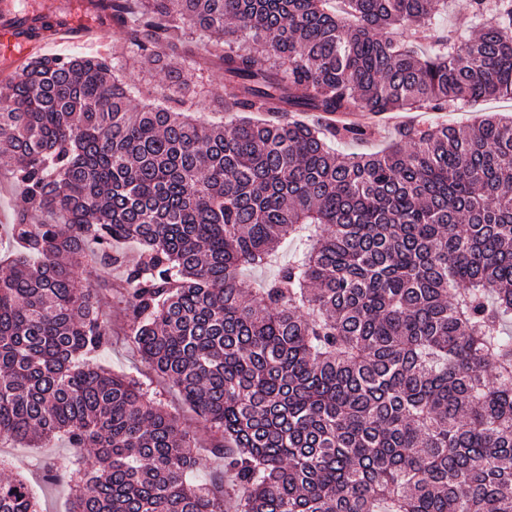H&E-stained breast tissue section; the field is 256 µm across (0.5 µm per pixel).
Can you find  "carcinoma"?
I'll use <instances>...</instances> for the list:
<instances>
[{
    "instance_id": "obj_1",
    "label": "carcinoma",
    "mask_w": 512,
    "mask_h": 512,
    "mask_svg": "<svg viewBox=\"0 0 512 512\" xmlns=\"http://www.w3.org/2000/svg\"><path fill=\"white\" fill-rule=\"evenodd\" d=\"M329 2L66 0L24 20L109 19L169 77L133 109L107 60L30 55L0 98L26 202L0 271V447L94 449L66 466L69 512H224L176 418L88 363L112 342L69 263L90 243L126 267L129 338L210 424L237 512H512V117L419 121L512 100V0L448 28V0ZM197 30L232 88L206 124L174 66ZM356 112L417 121L341 154L375 128L326 119ZM0 512L42 510L15 477ZM374 122L376 133L372 140L363 143L340 141L337 144L335 140L333 147L343 153L373 152L382 149L394 136L396 124L385 119Z\"/></svg>"
}]
</instances>
